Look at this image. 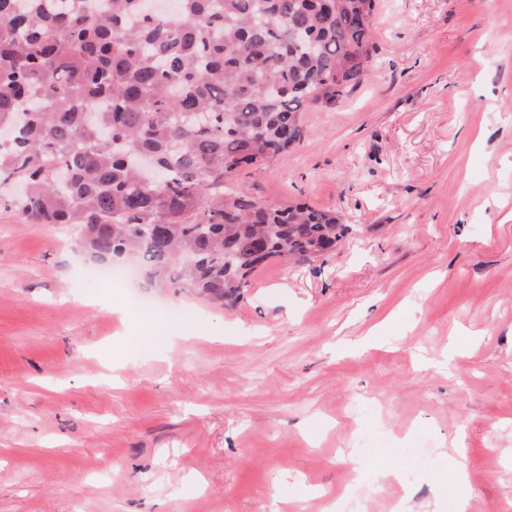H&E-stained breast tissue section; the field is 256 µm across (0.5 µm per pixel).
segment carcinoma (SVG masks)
Returning <instances> with one entry per match:
<instances>
[{"label": "carcinoma", "mask_w": 512, "mask_h": 512, "mask_svg": "<svg viewBox=\"0 0 512 512\" xmlns=\"http://www.w3.org/2000/svg\"><path fill=\"white\" fill-rule=\"evenodd\" d=\"M0 0V186L32 224H77L93 265L235 300L272 258L311 260L334 211L224 179L304 134L363 81L376 0ZM112 106L97 111L99 102Z\"/></svg>", "instance_id": "1"}]
</instances>
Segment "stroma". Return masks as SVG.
Wrapping results in <instances>:
<instances>
[{"label": "stroma", "mask_w": 512, "mask_h": 512, "mask_svg": "<svg viewBox=\"0 0 512 512\" xmlns=\"http://www.w3.org/2000/svg\"><path fill=\"white\" fill-rule=\"evenodd\" d=\"M367 79L232 183L339 212L311 261L274 258L231 306L83 284L73 224L0 189V512H512V0H377ZM159 336L105 380L123 315ZM408 472L400 484L390 470ZM465 456L459 452L456 457L448 456V474L451 476L452 482L458 491L459 495V511L465 512L466 496L463 494V489L467 483L466 466L464 463Z\"/></svg>", "instance_id": "stroma-1"}]
</instances>
